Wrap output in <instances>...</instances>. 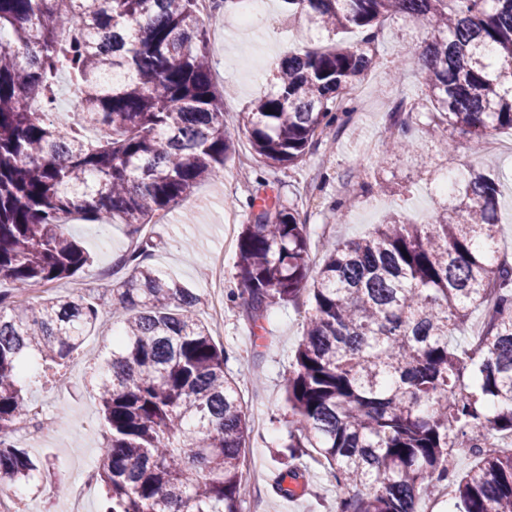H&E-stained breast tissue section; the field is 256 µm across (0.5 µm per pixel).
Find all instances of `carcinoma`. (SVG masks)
Listing matches in <instances>:
<instances>
[{
  "instance_id": "cac0c4a2",
  "label": "carcinoma",
  "mask_w": 512,
  "mask_h": 512,
  "mask_svg": "<svg viewBox=\"0 0 512 512\" xmlns=\"http://www.w3.org/2000/svg\"><path fill=\"white\" fill-rule=\"evenodd\" d=\"M288 16L336 36L271 71L273 89L244 124L259 166L296 167L349 123L353 92L377 64L378 25L401 14L426 22L418 54L422 102L399 104L376 163L410 152L412 114L428 106L435 148L448 130L478 149L512 131V0H283ZM0 491L49 463L15 438L26 416L21 374L42 361L54 382L96 326L106 296L84 291L19 302L92 264L68 232L81 212L119 221L136 248L109 289L123 329L91 367L106 445L94 477L101 512H242L243 449L251 434L225 351L199 319L200 295L149 264L143 231L196 185L217 180L235 152L224 92L212 81L197 0H0ZM74 86L70 125L25 102H55ZM457 203L430 223L393 217L364 238L321 242L313 269L307 224L280 199L246 201L236 274L256 328L278 305L311 306L284 381L297 424L336 484V512H418L429 486L449 490L448 512H512V262L496 256L498 177L470 170ZM475 312L482 343L449 338ZM474 466L461 474L455 448Z\"/></svg>"
}]
</instances>
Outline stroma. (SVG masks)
<instances>
[{"mask_svg":"<svg viewBox=\"0 0 512 512\" xmlns=\"http://www.w3.org/2000/svg\"><path fill=\"white\" fill-rule=\"evenodd\" d=\"M267 9L265 19L253 31L236 28V12L232 9L223 11L208 27L213 81L232 89L224 99V119L229 130L238 135L236 152L219 180L201 183L178 206L148 225L147 233L156 243L151 263L201 294L199 317L210 326L214 342L224 347L228 355L224 370L239 384L252 428L244 457L261 473L242 512H336L335 486L325 468L318 466L310 453L290 459L286 448L288 434L296 425L288 414L284 380L303 336L305 309L273 307L264 323L266 337L261 340L254 337L244 319L241 302L228 299L238 288L237 248L225 245L224 225L229 220L238 227L247 223L248 215L240 203L257 188L252 150L248 140L239 134L251 101L268 88L266 74L258 73L255 64L302 52L310 48L315 38L306 22L288 19L281 0H268ZM426 36L423 23L401 16L387 21L378 33L380 64L358 86L357 108L339 135L334 154L314 153L299 166L280 168L268 173L267 178L284 202L297 204L300 213L306 215L311 240L330 237L349 241L364 237L394 215L416 224L429 221L448 200L439 188L448 171L465 174L473 168L492 169L500 176L498 250L512 261L511 132L492 135V142L499 145L495 151L487 148L472 154L466 138L456 132L452 135L454 154L436 157L432 164L421 165L410 154L394 157L381 167L375 164L390 109L400 99L418 98L422 91L419 66L410 62L404 80L397 82L392 79L388 64L403 57L410 60ZM357 162L367 169L368 187L347 179ZM324 173L329 179L323 191L306 196V187L316 184ZM383 182L393 186V193L380 191ZM342 198L347 199L348 208L343 218L333 219L328 206ZM69 230L93 258L92 265L75 283L87 291L103 292L105 284L100 281V274L111 270L113 256L125 254L131 246L125 225L75 220ZM217 254L224 262V276L218 282L200 274ZM217 305L223 309V323L219 326L212 318ZM121 317L120 310L103 306L95 329L64 368L65 384L50 383L36 375L28 380V403L39 409L49 424L23 431L22 442L31 456L49 460L51 467L38 478L40 492L19 486L17 512H69L79 467L94 468L105 429L88 383V371L104 345L110 343L112 328ZM292 465L299 467L304 484L303 491L294 497L271 484L273 477Z\"/></svg>","mask_w":512,"mask_h":512,"instance_id":"1","label":"stroma"}]
</instances>
